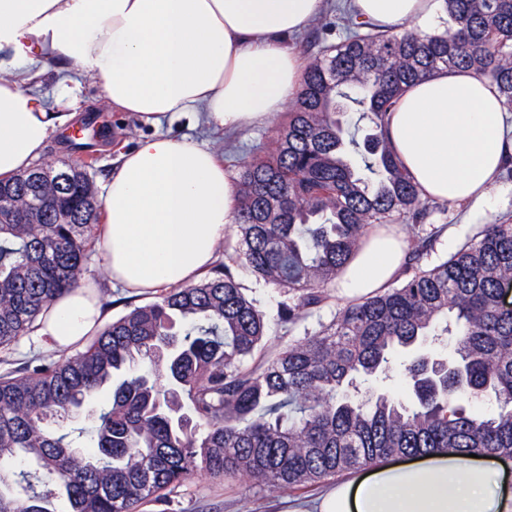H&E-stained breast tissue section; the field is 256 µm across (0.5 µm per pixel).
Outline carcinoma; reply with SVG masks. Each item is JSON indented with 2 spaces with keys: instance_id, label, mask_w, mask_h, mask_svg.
Returning <instances> with one entry per match:
<instances>
[{
  "instance_id": "cac0c4a2",
  "label": "carcinoma",
  "mask_w": 512,
  "mask_h": 512,
  "mask_svg": "<svg viewBox=\"0 0 512 512\" xmlns=\"http://www.w3.org/2000/svg\"><path fill=\"white\" fill-rule=\"evenodd\" d=\"M446 28L383 34L351 7L343 38L308 65L294 110L262 157L239 163V252L199 283L162 291L104 325L76 355L0 375V512H142L198 475L307 489L439 449L512 457V224L490 223L430 265L407 238L391 287L267 350L270 319L238 269L286 296L293 332L329 299L375 224L420 223V198L384 136L388 111L441 68L488 77L512 112V0H445ZM368 121L347 142L345 105ZM87 161L0 181V348L74 289L103 218ZM405 365L407 394L387 381ZM495 399L486 414L473 402ZM94 417L91 432L68 423Z\"/></svg>"
}]
</instances>
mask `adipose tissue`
Segmentation results:
<instances>
[{
  "instance_id": "1",
  "label": "adipose tissue",
  "mask_w": 512,
  "mask_h": 512,
  "mask_svg": "<svg viewBox=\"0 0 512 512\" xmlns=\"http://www.w3.org/2000/svg\"><path fill=\"white\" fill-rule=\"evenodd\" d=\"M323 0H0V48L12 66L29 52L72 64L105 98L145 122L183 114L216 130L266 125L299 94L307 65L288 43ZM379 30L431 31L444 0H353ZM0 75V179L29 168L50 134L71 122ZM386 136L421 198L468 205L484 216L512 154L496 86L469 70H439L411 84L392 107ZM236 188L213 153L152 135L120 157L104 200L100 241L113 287L134 295L184 285L208 266L236 221ZM402 235L370 231L336 280L360 299L401 273ZM104 321L95 284L58 298L36 323L67 350ZM506 461L443 449L417 460L352 473L293 512H512Z\"/></svg>"
}]
</instances>
